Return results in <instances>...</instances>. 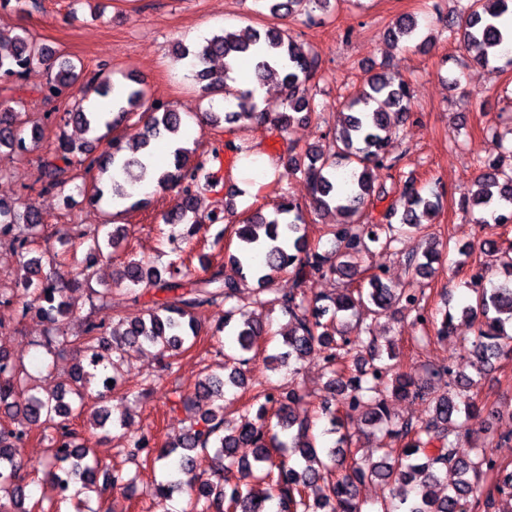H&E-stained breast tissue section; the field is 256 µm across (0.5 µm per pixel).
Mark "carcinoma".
<instances>
[{
  "label": "carcinoma",
  "instance_id": "cac0c4a2",
  "mask_svg": "<svg viewBox=\"0 0 512 512\" xmlns=\"http://www.w3.org/2000/svg\"><path fill=\"white\" fill-rule=\"evenodd\" d=\"M273 17L303 16L315 22L313 12L330 3L346 0H261ZM512 9V0H465L460 19L448 21L449 37L476 51L473 61L492 71L512 67V29L500 24L502 15ZM389 41L419 50L430 37L419 38L418 21L413 16L399 17L388 30ZM176 58L190 67V72L205 96L231 98L227 112L206 113L214 127L222 121L252 123L262 120L284 132L294 115L317 114L312 93L319 71V57L289 32L277 26L249 28L237 33L225 31L203 43L178 44ZM215 58L224 59V71L211 70ZM252 62L259 83L276 79L285 89L284 110L269 115L260 109L254 90H230L236 65ZM45 66L56 71L49 75L38 92L53 100L78 89L83 97L74 100L65 118L83 127L92 137L74 143L61 135L55 149L39 164L42 190L68 194L72 178L68 172L86 165L102 173H112V198L133 200L134 186L150 179L163 192L174 193L173 206L162 215L171 226L167 241L173 244L175 258L158 267L131 255L124 261L113 288H126L138 296H150L144 309L133 317L121 316L125 329L119 336L102 332L112 316L100 321L89 319L84 335L79 337V356L68 383L55 391L40 392L28 386L22 364L0 348V492H5L14 508L0 503V512H31L24 507L27 484L23 466L15 461L12 448L26 440L33 428L40 429L48 442L45 457L31 465L51 480L73 481L80 478L89 489L103 475V484L121 489L134 481L122 468L102 463L93 450L81 443L71 420L76 415L74 398L82 395L98 367L107 370L103 388L112 394L123 393L121 368L125 355L142 349H155L170 358L178 356L199 335L195 313L205 307L224 306L223 329L236 336V350L224 354V366L231 367L228 378L208 374L198 380L193 390L179 391L173 406L194 412V418L180 441L160 449L154 457L164 477L154 481L149 495L165 501L186 496L183 512H512V465L499 461L490 449L512 441L507 434L474 433L467 421L485 411L491 418L512 410L487 406L474 388L478 379L494 361L512 358V259L502 263L504 279L486 278V262L468 261L473 247L465 246L460 262L468 267L472 295L458 309L459 317L473 328L467 352L476 376L460 373L450 364L439 365L416 377L401 370L395 341L382 344L373 335L372 322L391 314L414 315V321L434 331L438 340L453 332L454 315L445 311L427 314L414 288H393L384 282L385 266L380 262L362 267L364 256L378 248L387 256L402 242V235L414 234L429 242L421 252L408 258V265L422 275L434 273L433 264L440 252L434 248L436 236L422 223L425 215H435L442 193L426 188L411 175H398L397 199L375 223L366 212L377 188L372 169L398 168V159L389 147L400 131L399 115L410 110L411 85L401 76L383 72L369 74L356 98L339 104L342 117L328 146L314 145L303 151L288 147L281 157L288 176L302 175L311 188L317 210H335L337 224L327 225L331 249L323 251L312 242L303 219L302 207L281 195L270 215L257 209L235 224V250L224 246L227 262L201 267L195 274L186 264L182 244L204 227L222 224L234 213L233 199L206 215L197 209L198 196L217 186L206 172L205 163H191V150L174 149L173 166L155 172L145 163L151 145L178 137L183 117L168 103L147 98L139 82L114 83L111 78L85 71L82 65L65 61L54 66L50 48L26 34L13 40L10 50L0 52V76L19 78L29 69ZM112 99V109L92 112L84 101L90 94ZM148 119L139 143L130 145L119 137L107 141V147L88 160L89 144L100 142L103 128L113 130L140 108ZM26 121L22 113L0 108V147L7 145L14 154L27 151ZM480 174L474 187L464 193V210L470 220L482 227L512 223V170L502 168L497 160L473 158ZM42 216L31 208L19 210L0 200V238L9 240L18 252L40 236ZM78 238H92L116 254L124 250L126 229L102 224L94 229H75ZM293 274L296 287L286 294L257 298V307L275 309L288 316L290 328L283 337L281 351L266 361L296 363L317 355L326 370L327 380L314 409H299L306 398L299 382L269 386L250 382L244 366L266 325L259 314L243 322L235 321L242 300V288L248 278L257 279L261 291L271 285L277 273ZM42 260L22 259L19 283L21 291L10 296L0 294V303L16 300L24 315L49 323L55 331L54 342L61 347L72 343L61 329L62 319L73 315L68 293L91 286L94 273L90 267L77 268L71 280H56L42 275ZM338 276L347 279L342 293L308 299L300 287L310 278ZM442 381L448 390H432L431 381ZM113 385H108V382ZM240 389L252 393L257 404L252 416L239 421L224 419V396ZM421 399L428 403L425 419L414 421L392 413L395 400ZM106 409L90 413L89 423L101 428L110 420ZM112 421V420H110ZM112 427L128 437V459L137 460L149 447V438L134 431L124 416L112 421ZM371 427L382 433L387 443L377 460L367 462L356 457L354 437ZM292 431L291 441L280 438L279 431ZM254 449L253 462L237 459L236 449ZM210 451L217 463L213 477L196 472L197 451ZM239 473L238 481L224 482V473ZM453 480H448V474ZM375 481L394 491V497L382 501L367 500L362 491ZM264 485L257 495L253 486Z\"/></svg>",
  "mask_w": 512,
  "mask_h": 512
}]
</instances>
